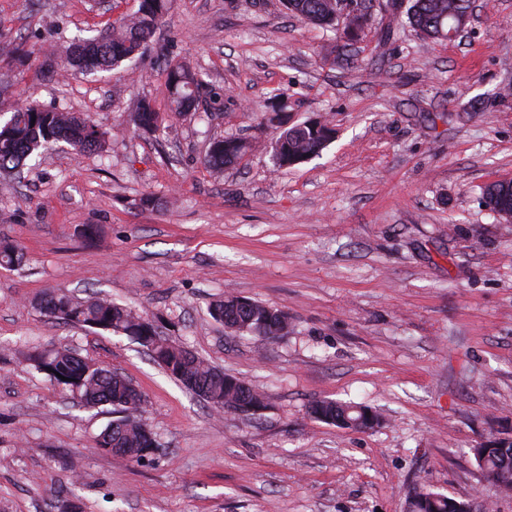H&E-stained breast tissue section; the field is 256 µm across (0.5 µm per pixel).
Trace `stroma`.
Returning a JSON list of instances; mask_svg holds the SVG:
<instances>
[{
  "label": "stroma",
  "instance_id": "stroma-1",
  "mask_svg": "<svg viewBox=\"0 0 512 512\" xmlns=\"http://www.w3.org/2000/svg\"><path fill=\"white\" fill-rule=\"evenodd\" d=\"M138 0H0V100L87 116L105 156L51 147L0 176V512H414L419 492L470 512H512L472 450L512 437V222L483 203L512 179V0H475L465 31L431 44L394 21L334 64L338 32L281 0H172L123 77L54 80L74 37ZM188 61L206 121L167 117L155 134L133 105L168 110L166 64ZM329 120L320 156L274 170L275 127ZM251 150L213 176L211 140ZM158 205L138 208L142 194ZM100 233L86 242L83 231ZM62 291L133 307L161 336L265 393L245 417L218 412L121 333L64 323L37 302ZM288 314L285 336L235 335L209 314L224 292ZM59 345L117 370L146 398L157 448L128 465L98 448L111 407L29 356ZM364 405L382 426L315 419L317 400Z\"/></svg>",
  "mask_w": 512,
  "mask_h": 512
}]
</instances>
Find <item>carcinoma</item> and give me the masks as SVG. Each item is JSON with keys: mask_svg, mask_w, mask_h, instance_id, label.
<instances>
[{"mask_svg": "<svg viewBox=\"0 0 512 512\" xmlns=\"http://www.w3.org/2000/svg\"><path fill=\"white\" fill-rule=\"evenodd\" d=\"M171 0H140L137 11L112 26L105 33L79 40L61 61L66 72H112L132 61L144 44L162 25L170 9ZM283 6L305 22L337 29L338 14L345 7L363 6V27L374 22L373 0H282ZM473 0H410L406 16L409 25L424 39L441 42L458 31L457 23L471 16ZM204 82L199 73L185 63L167 65V89L170 107L179 116L196 115L199 111ZM135 128L155 132L163 125V118L150 103L141 101L129 113ZM268 123L279 128L278 136L270 143V153L276 169L292 168L319 155L331 143L335 129L326 121L288 125V115L273 113ZM108 132L76 116L30 100L20 106L0 104V174L18 170L35 152L60 141L79 152L106 150ZM250 144L234 136L215 139L209 143L203 165L219 175L224 167L239 161ZM486 205L494 210L501 205H512V180L496 182L484 191ZM24 262L22 249L0 240V264L19 267ZM48 315L65 323L108 332L141 337L155 362L187 390L205 400L216 411L230 408L239 401L243 380L228 375L206 360L192 354L180 345L160 337L154 325L134 312L100 297L75 301L52 293L38 302ZM211 317L230 332L239 335L275 339L288 333V313L268 307L258 301L224 293L209 306ZM36 368L59 384L76 392L87 407L109 405L118 414L114 424L108 425L98 436V447L106 453L129 463H138L151 454V433L142 420L145 399L138 388L122 374L94 362L77 357L70 348L60 346L33 357ZM310 414L318 420L354 430H368L364 415L355 405H340L331 400L314 402ZM485 481L496 490L512 492V442L504 441L497 448L481 443L473 448ZM423 500L416 503L417 512H468L465 504L448 496L421 493Z\"/></svg>", "mask_w": 512, "mask_h": 512, "instance_id": "carcinoma-1", "label": "carcinoma"}]
</instances>
